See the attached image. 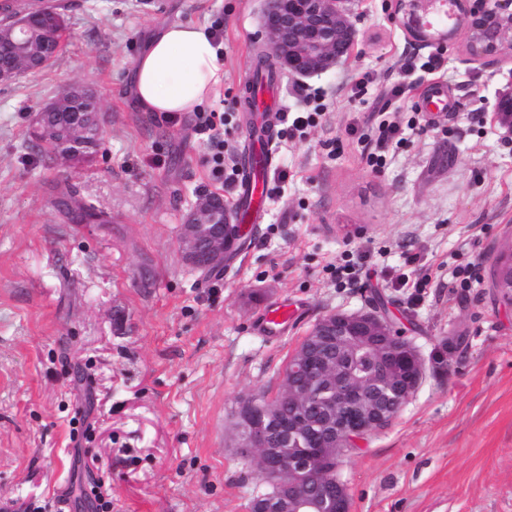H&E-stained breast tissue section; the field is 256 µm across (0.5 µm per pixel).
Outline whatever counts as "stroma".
<instances>
[{
  "label": "stroma",
  "mask_w": 512,
  "mask_h": 512,
  "mask_svg": "<svg viewBox=\"0 0 512 512\" xmlns=\"http://www.w3.org/2000/svg\"><path fill=\"white\" fill-rule=\"evenodd\" d=\"M392 2L356 7L348 63L278 73L281 111L317 89L306 105L319 115L293 133L277 124L265 215L209 273L184 262L181 226L201 196L233 209L237 194L214 174L198 112L143 111L132 67L166 26L221 24L224 81L199 112L223 114L224 167L241 170L265 0H70L58 56L0 84V507L91 512L83 462L97 457L112 512H249L268 485L232 446L240 399L278 394L319 317L381 305L426 368L393 422L345 457L351 512H512V309L492 286L512 251V137L492 119L512 51L473 61L459 38L439 69L403 71L429 51L391 23ZM78 82L98 95L101 145L45 166L27 146L31 114ZM439 90L449 109H422ZM387 118L402 139L376 171L359 136ZM58 182L108 223H64ZM347 264L363 268L352 286L334 273ZM284 299L296 317L269 335L263 311Z\"/></svg>",
  "instance_id": "stroma-1"
}]
</instances>
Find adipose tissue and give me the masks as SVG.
<instances>
[{"mask_svg":"<svg viewBox=\"0 0 512 512\" xmlns=\"http://www.w3.org/2000/svg\"><path fill=\"white\" fill-rule=\"evenodd\" d=\"M223 79L217 46L193 25L168 26L134 63L135 94L149 112L193 111Z\"/></svg>","mask_w":512,"mask_h":512,"instance_id":"1","label":"adipose tissue"}]
</instances>
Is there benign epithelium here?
<instances>
[{"instance_id":"7a95c632","label":"benign epithelium","mask_w":512,"mask_h":512,"mask_svg":"<svg viewBox=\"0 0 512 512\" xmlns=\"http://www.w3.org/2000/svg\"><path fill=\"white\" fill-rule=\"evenodd\" d=\"M359 0H266L262 28L269 36L266 54L291 76L323 74L349 58L357 32L351 21ZM43 15L21 13L0 18L21 50L0 82L24 73L25 47ZM391 21L419 45H444L463 37L470 55L483 58L512 49V0H394ZM83 99L86 113L99 115L93 88L69 86L61 96L33 113L30 133L38 142L59 141L65 162L86 158L100 123L85 117L68 119L57 129L53 116L70 113L71 101ZM495 121L512 134V85L499 92ZM246 225L230 223L220 194L201 197L181 229L184 262L195 269L224 266ZM496 288L512 306V258L509 274L496 260ZM368 348L370 367L361 375L357 352ZM419 351L398 335L377 311L333 312L319 318L288 360L279 400L243 397L235 413V448L255 461L274 492L256 497L251 512H350L347 487L330 464L344 457L355 442L387 427L415 394L424 375ZM290 407L283 414L280 403Z\"/></svg>"}]
</instances>
